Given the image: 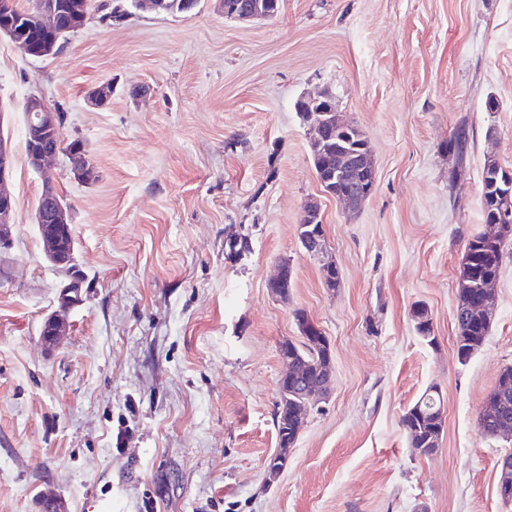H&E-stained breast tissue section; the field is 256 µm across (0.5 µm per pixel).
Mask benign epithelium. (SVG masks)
<instances>
[{
  "label": "benign epithelium",
  "mask_w": 512,
  "mask_h": 512,
  "mask_svg": "<svg viewBox=\"0 0 512 512\" xmlns=\"http://www.w3.org/2000/svg\"><path fill=\"white\" fill-rule=\"evenodd\" d=\"M231 17L240 22H251L267 18V14L260 8L259 3H248L237 7ZM34 19L39 28L50 38L35 48L33 42L27 37L28 21ZM79 23L78 16L67 14L53 0H40L35 13L25 17H18L13 13V0H0V35L10 38L30 57H42L53 51L54 36L62 27L75 28ZM24 111L37 113L38 122L30 123V165L44 177L43 198L47 207L35 215L38 231L43 235L47 260L53 265L58 274L63 277L58 302L67 308L78 302L86 280L78 269L75 250L59 244L56 234L58 228H70L72 224L71 210L58 197L52 183L51 167L59 150L53 143L62 139V126L56 112L49 108L43 99L37 95H30L24 102ZM302 119L312 128L315 138L323 140L322 134L327 128H334L341 133L347 123L340 120L337 115L336 104L329 95L320 93L317 96H308L300 99L297 108ZM320 154L327 159L335 160V167L331 168L330 179L322 183L324 191L343 203L349 210L361 208L372 197L377 187V168L367 145L350 146L341 140L336 147L330 148L319 145ZM71 171L80 179H86L89 169V158L85 151L76 150L68 153ZM12 154L7 142L0 138V248L7 246L11 240V224L14 214V196L10 190L12 176ZM298 240L302 242L306 252L314 257H323L326 252V239L324 224L318 207L308 206L305 209L304 219L298 225ZM482 236L487 240L499 239L507 242L512 239V202L506 200L500 206L496 217L485 225ZM321 274L324 287L334 288L338 282L336 263L324 260L321 264ZM291 278V267L286 262L278 265L277 274L268 282L267 288L271 295L278 297L280 292L288 287ZM495 278L471 280L463 286L473 290V303L468 309L466 317L480 321L491 320V306L493 302V287ZM285 371L278 380V386L291 383L301 378L302 367L300 363L287 354H281ZM512 393V374L503 375L498 386V393L491 401H486L483 408L482 422L489 426L495 437H512V420L509 419V394ZM324 390L319 386H308L303 389V403L301 410L294 414L293 430L300 429V425L311 403ZM288 452L281 448L268 460L267 474L275 478L287 462ZM497 490L504 500H512V456L506 454L498 463Z\"/></svg>",
  "instance_id": "obj_1"
}]
</instances>
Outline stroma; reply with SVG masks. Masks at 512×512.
Here are the masks:
<instances>
[{
	"mask_svg": "<svg viewBox=\"0 0 512 512\" xmlns=\"http://www.w3.org/2000/svg\"><path fill=\"white\" fill-rule=\"evenodd\" d=\"M92 10L58 54L0 38V133L15 195L0 249V512H512L480 409L512 366V245L481 348L459 361L454 313L464 246L480 231L485 163L512 169V0H282L273 19ZM108 83L112 99L86 97ZM329 91L375 157L354 214L322 190L295 109ZM63 116L94 166L54 165L88 286L62 281L34 224L42 177L25 154L27 96ZM495 108H488V100ZM469 134L465 174L444 146ZM316 202L340 285L297 238ZM250 249L228 257L224 238ZM293 269L287 300L266 284ZM422 304L434 342L411 310ZM69 331L45 344V318ZM327 336L328 395L275 483L279 346L297 313ZM445 411L430 456L401 424L430 387Z\"/></svg>",
	"mask_w": 512,
	"mask_h": 512,
	"instance_id": "1",
	"label": "stroma"
}]
</instances>
